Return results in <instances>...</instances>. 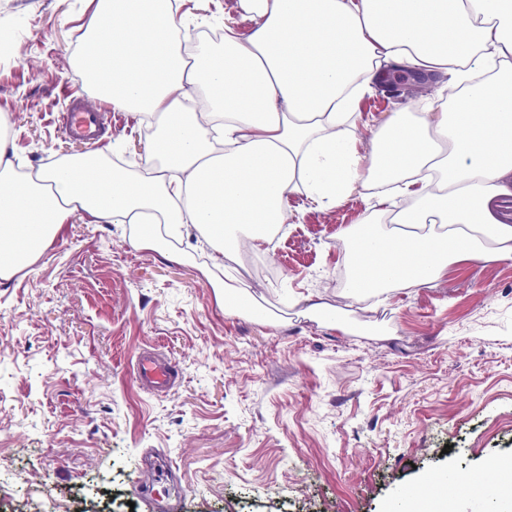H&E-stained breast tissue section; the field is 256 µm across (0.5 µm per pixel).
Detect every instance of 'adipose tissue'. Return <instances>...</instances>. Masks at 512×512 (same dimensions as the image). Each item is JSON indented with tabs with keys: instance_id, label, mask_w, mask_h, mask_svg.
I'll return each mask as SVG.
<instances>
[{
	"instance_id": "adipose-tissue-1",
	"label": "adipose tissue",
	"mask_w": 512,
	"mask_h": 512,
	"mask_svg": "<svg viewBox=\"0 0 512 512\" xmlns=\"http://www.w3.org/2000/svg\"><path fill=\"white\" fill-rule=\"evenodd\" d=\"M256 18L183 52L173 0H96L76 64L113 109L153 119L146 172L104 154L22 172L0 114V280L27 269L75 213L138 228L175 252L206 230L214 263L259 248L301 193L340 204L367 191L343 242L350 295L438 281L448 265L512 260V0H240ZM448 78L441 111L399 109L369 158L343 136L385 71Z\"/></svg>"
}]
</instances>
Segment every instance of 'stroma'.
<instances>
[{"instance_id":"stroma-1","label":"stroma","mask_w":512,"mask_h":512,"mask_svg":"<svg viewBox=\"0 0 512 512\" xmlns=\"http://www.w3.org/2000/svg\"><path fill=\"white\" fill-rule=\"evenodd\" d=\"M91 0H0L16 29L0 57V113L34 171L84 151L61 125L83 93L74 65ZM186 41L256 25L239 0H178ZM406 73L356 105L360 154L370 129L406 103ZM95 150L141 163L151 134L106 110ZM363 190L322 206L293 193L275 242L240 251L206 276L209 247L136 246L127 224L76 214L29 274L0 281V512H151L137 488L146 453L182 486L176 512H396L409 497L455 512H512L494 489L512 454V261L449 266L437 282L348 297L345 228ZM240 283L245 311L217 286ZM176 363L166 395L142 391L137 354ZM461 475L469 492L448 488Z\"/></svg>"}]
</instances>
